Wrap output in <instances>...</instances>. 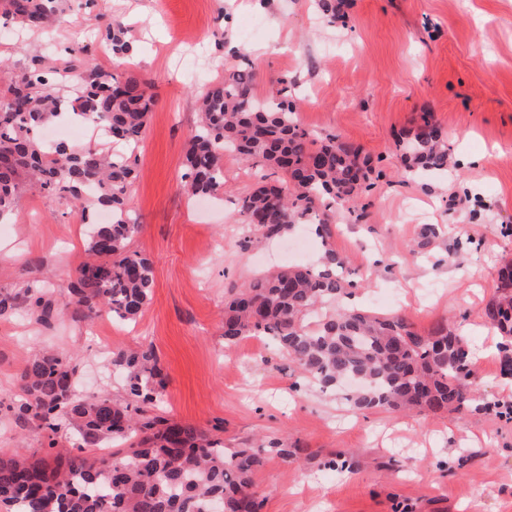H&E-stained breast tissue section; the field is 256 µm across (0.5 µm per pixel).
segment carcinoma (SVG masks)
I'll return each instance as SVG.
<instances>
[{"label": "carcinoma", "mask_w": 512, "mask_h": 512, "mask_svg": "<svg viewBox=\"0 0 512 512\" xmlns=\"http://www.w3.org/2000/svg\"><path fill=\"white\" fill-rule=\"evenodd\" d=\"M71 0H0V14L29 30H45L70 9ZM329 24L344 20L336 0H315ZM86 21L102 30L112 56L126 59L130 27L96 14ZM224 78L200 96V121L185 156L184 179L193 197L224 193V155L236 154L278 177L262 174L237 198L247 233L244 250L280 238L298 224H314L327 242L338 215L350 211L369 179L370 161L330 134L317 141L303 129L288 80L280 79L264 101L254 92L245 55L236 52ZM148 82L119 78L100 66L90 44L77 41L58 68L35 56L13 72L0 91V219L14 211L23 178L47 197L67 200L86 220L99 210L108 224L91 225L90 260L74 272L66 296L42 290L0 295V316L23 303L48 326L67 311L76 322L107 316L136 320L151 299L153 263L131 250L140 224L129 206L134 178L130 156L102 146L60 142L48 146L40 132L68 115L105 129L112 140H141L156 100ZM405 174L448 170V134L424 123L399 142ZM348 262L325 248L321 265H287L255 275L227 291L224 344L265 336L307 380L334 392L352 379L345 396L360 411L417 410L462 413L476 386L463 337L446 325L422 335L399 313H379L350 303L359 286ZM499 296L486 316L499 331L503 362L512 363V263L500 274ZM112 366L125 374V392L80 396L70 358L39 350L20 379L24 399L7 409L16 420L56 435L71 426L85 443L109 440L104 457L93 449H61L52 460L22 448L0 454V512H260L253 474L274 452L291 463L304 449L226 448L220 439L155 412L163 387L151 348L119 353Z\"/></svg>", "instance_id": "cac0c4a2"}]
</instances>
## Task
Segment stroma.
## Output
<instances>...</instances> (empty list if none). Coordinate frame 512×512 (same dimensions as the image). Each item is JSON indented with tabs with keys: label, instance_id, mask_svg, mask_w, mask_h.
<instances>
[{
	"label": "stroma",
	"instance_id": "stroma-1",
	"mask_svg": "<svg viewBox=\"0 0 512 512\" xmlns=\"http://www.w3.org/2000/svg\"><path fill=\"white\" fill-rule=\"evenodd\" d=\"M94 9L135 13L133 56L97 61L147 79L156 97L130 193L141 225L132 247L153 263L152 298L133 324L64 316L46 328L23 305L0 318V403L22 399L20 373L37 346L71 357L84 396L124 390L103 343L116 353L149 346L169 418L228 448L262 438L308 449L298 463L273 456L255 473L260 512H512V422L486 409L512 402V375L485 316L512 259V0H345L346 21L334 26L312 0H96ZM82 26L78 12L49 33L8 23L0 58L63 66ZM237 49L258 97L288 79L312 137L338 135L382 172L356 197L353 217H336L330 242L314 235L304 250L281 239L242 251L234 202L257 171L236 155L224 158L221 200L195 203L182 188L197 98ZM426 113L447 131L453 164L410 178L398 142ZM426 224L442 232L425 246ZM329 246L354 270L359 306L399 312L422 334L445 323L466 336L478 376L469 410L361 413L306 382L265 337L225 348L227 288L276 266L317 264ZM85 259L67 202L25 188L16 215L0 223V292L61 297ZM18 446L50 452L45 432L0 410V450ZM340 452L352 468L329 466Z\"/></svg>",
	"mask_w": 512,
	"mask_h": 512
}]
</instances>
